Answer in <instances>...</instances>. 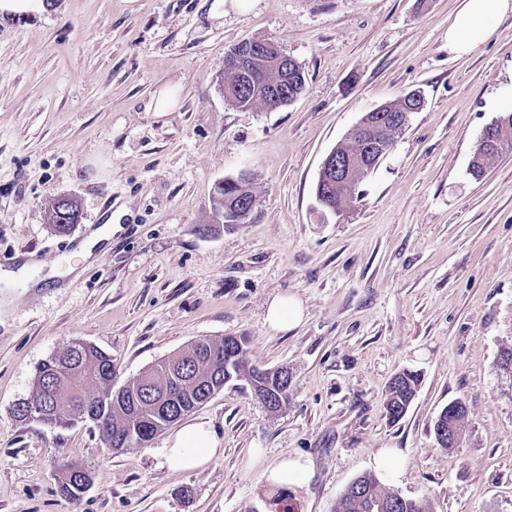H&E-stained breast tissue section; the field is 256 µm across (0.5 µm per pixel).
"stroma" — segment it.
<instances>
[{
  "label": "stroma",
  "instance_id": "1",
  "mask_svg": "<svg viewBox=\"0 0 512 512\" xmlns=\"http://www.w3.org/2000/svg\"><path fill=\"white\" fill-rule=\"evenodd\" d=\"M53 0L0 18V272L35 261L36 286L0 281V512H274L266 468L283 456L314 476L294 512H336L381 448L408 455L396 491L430 512H512V150L482 180L469 161L485 126L512 111V12L473 53L448 51L465 0ZM276 43L302 67L303 94L275 111L229 106L231 47ZM178 106L154 109L165 87ZM424 99L354 206L322 212L321 163L361 117L411 91ZM247 174L248 223H213L219 180ZM61 195L83 218L66 234L45 212ZM111 196L120 229L90 259L77 244ZM304 318L270 329L269 300ZM244 336L259 369L288 368L270 413L244 384L188 414L224 454L173 471L168 432L111 448L92 422L61 429L13 416L37 366L77 340L112 358L114 385L202 337ZM421 384L389 422L390 379ZM465 435L438 446L454 401ZM93 482L80 501L59 482Z\"/></svg>",
  "mask_w": 512,
  "mask_h": 512
}]
</instances>
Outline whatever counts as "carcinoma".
Returning a JSON list of instances; mask_svg holds the SVG:
<instances>
[{
	"label": "carcinoma",
	"mask_w": 512,
	"mask_h": 512,
	"mask_svg": "<svg viewBox=\"0 0 512 512\" xmlns=\"http://www.w3.org/2000/svg\"><path fill=\"white\" fill-rule=\"evenodd\" d=\"M251 69L255 81L238 91L234 106L250 109L257 105L274 109L265 95L266 84L279 78L272 71L265 54L252 55ZM306 78L302 68L297 67L288 77V94L297 99L305 89ZM499 156V151L484 149L477 143L472 158L470 175L484 178L490 163ZM243 192L250 206L256 207L257 198L250 179L231 189L215 187L213 217L224 216V227L229 228L247 222L250 213H240L236 206L225 202L227 195ZM358 195L354 190L339 187L330 197V205L338 211L350 207ZM82 219L79 202L72 196H60L47 210V220L55 230L65 234ZM248 339L244 336H226L220 340L203 338L194 341L186 349L176 353L142 372L124 386L126 395L112 402V359L96 346L78 340L63 351L42 362L36 369L33 391L26 403L39 421L53 427L72 426L71 417L83 416L86 408L96 407V426L114 448H131L151 440L163 431L166 419L162 412L176 408L175 419L192 412L201 400V390L212 382L231 380L246 382L253 380L264 385L272 399L288 400V389L282 385L279 370H259L249 364ZM419 374L404 370L395 374L388 385L383 402L385 417L391 422L400 421L407 413L418 386ZM365 496H342L336 512H429L424 501L406 499L386 489L378 478L368 474L359 478Z\"/></svg>",
	"instance_id": "1"
}]
</instances>
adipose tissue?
I'll use <instances>...</instances> for the list:
<instances>
[{
	"instance_id": "adipose-tissue-1",
	"label": "adipose tissue",
	"mask_w": 512,
	"mask_h": 512,
	"mask_svg": "<svg viewBox=\"0 0 512 512\" xmlns=\"http://www.w3.org/2000/svg\"><path fill=\"white\" fill-rule=\"evenodd\" d=\"M512 12V0H466L448 29V51L464 56L475 51L493 24ZM223 442L216 430L205 422L183 425L169 438L164 458L170 469L195 470L222 456Z\"/></svg>"
}]
</instances>
